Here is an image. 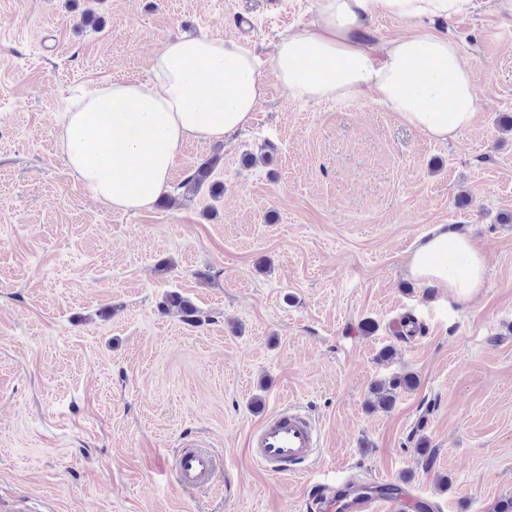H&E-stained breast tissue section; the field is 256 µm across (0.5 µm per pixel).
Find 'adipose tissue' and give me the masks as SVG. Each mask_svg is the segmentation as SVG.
<instances>
[{
    "mask_svg": "<svg viewBox=\"0 0 512 512\" xmlns=\"http://www.w3.org/2000/svg\"><path fill=\"white\" fill-rule=\"evenodd\" d=\"M475 7V0H316L315 20L281 37L270 66L293 98L369 97L429 140L445 142L474 123L477 96L458 42L428 22ZM377 17L400 19L409 31L374 39L366 24ZM150 72L145 81L91 89L63 115L65 163L107 209L150 208L168 192L182 146L244 128L265 93L256 58L231 40H168ZM408 269L466 302L485 285L486 258L465 233L438 225L418 241Z\"/></svg>",
    "mask_w": 512,
    "mask_h": 512,
    "instance_id": "adipose-tissue-1",
    "label": "adipose tissue"
}]
</instances>
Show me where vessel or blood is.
Masks as SVG:
<instances>
[{
    "mask_svg": "<svg viewBox=\"0 0 512 512\" xmlns=\"http://www.w3.org/2000/svg\"><path fill=\"white\" fill-rule=\"evenodd\" d=\"M320 433L316 423L293 407H283L267 415L252 430L248 448L253 459L275 474L295 472L297 465L311 459L318 448ZM224 466L222 457L207 446L183 444L174 463L178 486L197 487L210 482ZM430 502L410 496L408 489L389 490L387 483L377 482L370 489L345 488L339 491L322 487L307 504L309 512H424Z\"/></svg>",
    "mask_w": 512,
    "mask_h": 512,
    "instance_id": "b4317fda",
    "label": "vessel or blood"
}]
</instances>
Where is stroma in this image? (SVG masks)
Instances as JSON below:
<instances>
[{"mask_svg":"<svg viewBox=\"0 0 512 512\" xmlns=\"http://www.w3.org/2000/svg\"><path fill=\"white\" fill-rule=\"evenodd\" d=\"M476 2L430 23L459 42L478 99L441 143L370 98L289 97L270 59L314 0H0V512H308L313 486L346 477L407 480L441 512L512 496V224L497 220L512 213V0ZM180 35L237 41L264 73L247 127L185 144L171 171L177 185L219 156L224 193L105 209L65 164L59 116L146 78ZM438 224L488 258L468 302L407 269ZM173 291L200 323L163 308ZM403 374L414 389L368 407ZM285 406L323 435L294 477L247 448ZM188 439L224 458L202 488L172 476ZM415 386V379L411 375L396 376L386 381L374 384L369 402L374 407L388 408L395 402L398 390H411Z\"/></svg>","mask_w":512,"mask_h":512,"instance_id":"obj_1","label":"stroma"}]
</instances>
